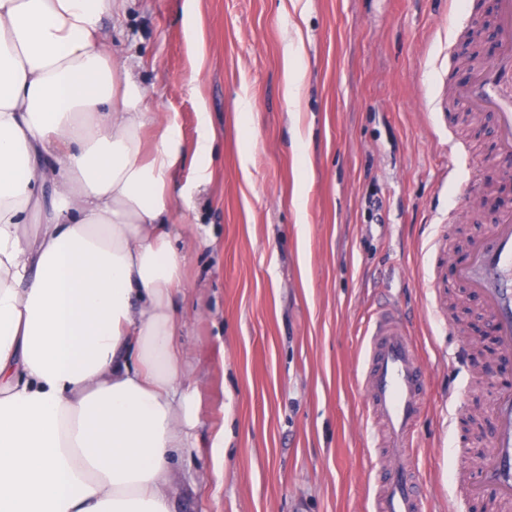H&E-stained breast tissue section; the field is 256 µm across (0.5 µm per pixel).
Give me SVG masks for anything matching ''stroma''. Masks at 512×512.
Instances as JSON below:
<instances>
[{
	"instance_id": "1",
	"label": "stroma",
	"mask_w": 512,
	"mask_h": 512,
	"mask_svg": "<svg viewBox=\"0 0 512 512\" xmlns=\"http://www.w3.org/2000/svg\"><path fill=\"white\" fill-rule=\"evenodd\" d=\"M461 0H125L103 29L186 148L215 137L175 306L198 391V446L171 475L174 512H373L392 467L367 412L369 319L399 312L426 372L411 465L430 512L461 496L495 433L512 355L455 357L456 318L489 325L454 273L505 189L495 116L466 115L474 67L452 36ZM207 246H198V238ZM224 436V459L211 442Z\"/></svg>"
}]
</instances>
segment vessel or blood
I'll list each match as a JSON object with an SVG mask.
<instances>
[{
    "label": "vessel or blood",
    "mask_w": 512,
    "mask_h": 512,
    "mask_svg": "<svg viewBox=\"0 0 512 512\" xmlns=\"http://www.w3.org/2000/svg\"><path fill=\"white\" fill-rule=\"evenodd\" d=\"M495 24L500 50L482 68L460 78L455 97L469 107L497 115L498 163L512 169V0H497ZM456 274L480 295L491 316L497 342L512 352V212L502 213L486 240L476 244ZM367 394L373 414L386 428L385 446L398 466L374 501V512H424L405 467L415 447V423L425 403L420 357L403 322L384 313L369 325ZM499 429L495 454L479 464L481 483L497 487L512 507V388L503 387L492 403Z\"/></svg>",
    "instance_id": "obj_1"
}]
</instances>
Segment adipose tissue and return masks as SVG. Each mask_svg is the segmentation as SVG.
Instances as JSON below:
<instances>
[{
	"instance_id": "adipose-tissue-1",
	"label": "adipose tissue",
	"mask_w": 512,
	"mask_h": 512,
	"mask_svg": "<svg viewBox=\"0 0 512 512\" xmlns=\"http://www.w3.org/2000/svg\"><path fill=\"white\" fill-rule=\"evenodd\" d=\"M121 3L0 0V512H172L196 446L172 176L208 180L211 139L147 111Z\"/></svg>"
}]
</instances>
